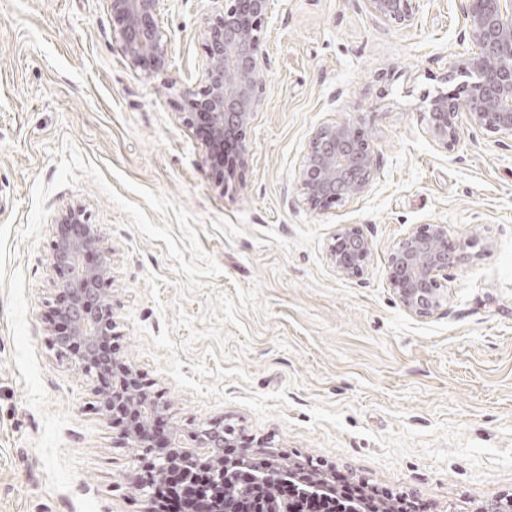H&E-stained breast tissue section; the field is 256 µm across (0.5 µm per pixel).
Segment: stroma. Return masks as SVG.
<instances>
[{"label": "stroma", "mask_w": 512, "mask_h": 512, "mask_svg": "<svg viewBox=\"0 0 512 512\" xmlns=\"http://www.w3.org/2000/svg\"><path fill=\"white\" fill-rule=\"evenodd\" d=\"M414 25L373 16L365 0H270L261 28L262 104L247 152L216 179L208 135L184 103L207 64L201 31L214 0H161L167 72L127 61L110 0H0V512H145L130 485L133 453L97 408L92 377L51 348L59 277L52 221L82 205L109 253L120 360L160 404L167 431L190 442L220 420L235 435L271 441L350 470L373 485L418 494L428 512H480L512 495V137L462 126L445 148L426 133V105L457 89V57L472 50L459 0H419ZM354 123L375 151L361 196L313 208L300 173L315 130ZM84 161L131 202L123 180L161 192L196 217L221 269L214 290L260 284L268 314L224 325L227 354L205 357L206 292L178 301L161 240L127 227V214L88 178L54 188L59 152ZM48 186L50 220L23 232ZM443 224L466 260L440 275L443 307L406 312L387 280L391 249L416 228ZM372 243L364 274L329 259L337 233ZM171 331L183 374L242 367L218 403L181 388L146 333L177 311ZM285 391L282 415L259 420L243 401Z\"/></svg>", "instance_id": "stroma-1"}]
</instances>
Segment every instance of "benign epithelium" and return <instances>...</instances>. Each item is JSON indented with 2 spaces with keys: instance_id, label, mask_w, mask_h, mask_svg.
<instances>
[{
  "instance_id": "1",
  "label": "benign epithelium",
  "mask_w": 512,
  "mask_h": 512,
  "mask_svg": "<svg viewBox=\"0 0 512 512\" xmlns=\"http://www.w3.org/2000/svg\"><path fill=\"white\" fill-rule=\"evenodd\" d=\"M222 3L201 35L208 55L204 85L189 92L190 101L204 109L210 145L226 139H243L264 93L263 53L260 31L269 0H214ZM372 13L407 26L415 23L417 0H366ZM160 0H112V19L125 55L136 67L162 74L169 55L167 35L156 23ZM461 11L474 50L457 58L454 69L466 78L464 98L446 93L430 103L427 133L443 147L454 143L462 122L490 133L512 135V0H461ZM375 170V154L359 137L354 123L323 126L314 132L301 181L311 206L356 197L367 189ZM372 252L370 240L356 227L336 234L330 260L344 277L364 274ZM465 259L464 247L448 242L443 225L412 231L389 256L388 282L401 306L418 317H428L442 305L438 277ZM53 265L60 275L54 307L57 319L69 330L54 333L56 352L83 373L100 382L96 390L99 410L106 417L113 406L137 410L151 399L130 377L119 386L107 387L104 378L114 367L104 355L113 337L112 302L103 284L110 263L102 250L97 225L85 212L72 207L55 222ZM122 439L142 454H151L150 468L167 472L173 457L182 475L192 477L191 467L209 458L219 477L224 459L213 449L231 445L224 423L211 422L194 431L195 445L180 446L178 453L155 444L143 422L129 430L120 428Z\"/></svg>"
}]
</instances>
